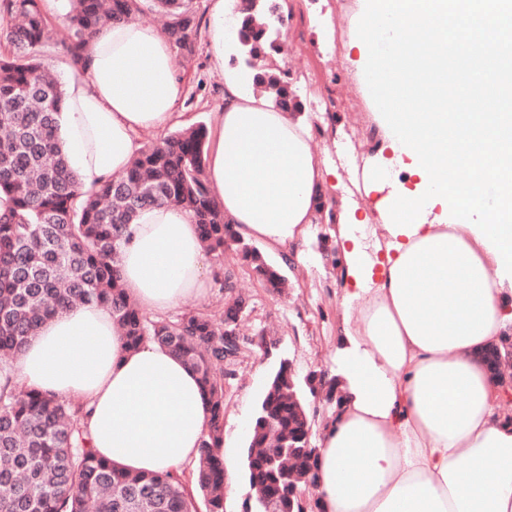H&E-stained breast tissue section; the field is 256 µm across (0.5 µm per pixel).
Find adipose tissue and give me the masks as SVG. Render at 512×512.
I'll list each match as a JSON object with an SVG mask.
<instances>
[{
	"mask_svg": "<svg viewBox=\"0 0 512 512\" xmlns=\"http://www.w3.org/2000/svg\"><path fill=\"white\" fill-rule=\"evenodd\" d=\"M210 60L224 71V110L205 150L212 195L234 232L267 251L301 250L314 224L336 225V300L343 325L327 379L338 402L318 441L323 512H512V416L483 361L512 333V285L462 225L433 221L416 235L386 229L364 205L357 167L340 176L330 154L350 149L344 126L318 137L305 98L276 107L250 73L224 65L239 43V0H211ZM184 86L163 31L102 27L65 86L59 134L83 188L123 171L141 135L172 125ZM126 293L166 313L211 283L198 227L176 206L142 210L120 240ZM18 382L86 401L85 428L102 457L131 472L196 462L206 411L196 375L168 350L125 345L110 309L78 304L47 320L14 361Z\"/></svg>",
	"mask_w": 512,
	"mask_h": 512,
	"instance_id": "obj_1",
	"label": "adipose tissue"
}]
</instances>
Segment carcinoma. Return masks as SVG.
Instances as JSON below:
<instances>
[{"instance_id": "carcinoma-1", "label": "carcinoma", "mask_w": 512, "mask_h": 512, "mask_svg": "<svg viewBox=\"0 0 512 512\" xmlns=\"http://www.w3.org/2000/svg\"><path fill=\"white\" fill-rule=\"evenodd\" d=\"M277 10L273 0H241L239 32L247 67L262 58L260 41L278 50V29L257 22ZM153 11L185 56L194 54L196 16L190 0H70L68 38L57 43L78 66L96 32ZM0 512H197L194 497L169 472L130 473L99 458L84 429L85 405L21 389L11 361L49 317L75 304H98L128 347L167 348L199 378L207 433L198 448L195 485L207 512H224V460L214 448L224 440L226 386L236 376L224 368L251 352L240 335L241 294L222 311L185 309L175 316H146L125 294L117 241L154 205H176L198 226L204 248L220 258L236 250L255 275L281 292L285 278L261 253L238 237L208 187L205 124L178 130L146 146L129 167L85 191L71 170L59 135L64 87L45 77L40 49L52 32L40 0H0ZM274 103L287 104L288 82L266 80ZM288 400V363L279 365L258 405L248 442L247 478L254 512H288V494L305 489L291 477H316L318 453L303 391ZM310 444L288 463V448Z\"/></svg>"}]
</instances>
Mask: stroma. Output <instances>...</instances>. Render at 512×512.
I'll use <instances>...</instances> for the list:
<instances>
[{"instance_id":"obj_1","label":"stroma","mask_w":512,"mask_h":512,"mask_svg":"<svg viewBox=\"0 0 512 512\" xmlns=\"http://www.w3.org/2000/svg\"><path fill=\"white\" fill-rule=\"evenodd\" d=\"M198 28L193 35L195 56L191 66L176 73L193 102H180L178 109L189 124L205 123L215 127L224 110V74L213 69L209 60L207 24L209 0H193ZM316 35L305 24L282 28L278 41L282 46L283 72L310 99L314 123L324 138L330 139L338 123L350 122V135L367 136L371 128L370 106L358 93L349 91V80L339 67V54L322 58L315 45ZM330 225L316 224L306 248V259L292 266H282L281 258L268 255V262L281 265L288 283L285 296H274L253 275L249 263L235 252L223 259L211 260L209 271L230 269L236 273V289L249 302L242 322L245 335L266 330L277 346L270 353L253 349L235 365L236 377L225 397L224 437L233 448L237 463H244L247 451L246 426L254 419L266 384L281 359L293 363L298 378L310 372L334 366L337 332L342 323L333 286V273L320 255V235L329 233Z\"/></svg>"}]
</instances>
